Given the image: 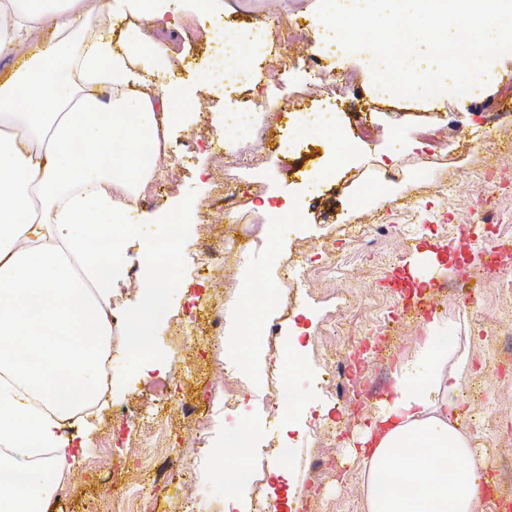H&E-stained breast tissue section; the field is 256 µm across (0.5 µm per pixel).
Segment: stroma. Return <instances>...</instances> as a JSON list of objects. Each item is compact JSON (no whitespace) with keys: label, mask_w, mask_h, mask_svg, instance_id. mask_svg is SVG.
I'll use <instances>...</instances> for the list:
<instances>
[{"label":"stroma","mask_w":512,"mask_h":512,"mask_svg":"<svg viewBox=\"0 0 512 512\" xmlns=\"http://www.w3.org/2000/svg\"><path fill=\"white\" fill-rule=\"evenodd\" d=\"M225 2L220 16L186 8L162 21L147 16L135 21L168 48L173 67L164 80L183 84L195 109L168 137L161 163L172 168L173 178L162 185L152 178L139 189L124 262L127 269L136 268L145 246L167 236L177 237L185 259L166 286L168 314L152 328L147 358L131 364L116 355L110 372L122 376V386L107 392L71 428L86 445L101 449L103 463L92 466L78 456L72 468L78 482H60L47 512H116L135 484L144 487L135 512H180L190 495L201 512H249L251 499L261 494L274 500L279 512H364L361 467L344 462L343 448L370 408L343 400L331 372L370 338L376 342L370 373L378 392L390 391L397 356L424 330L423 320L405 315L387 285L394 275H408L410 243L422 251L441 243L450 248L433 292L435 314L456 322L455 333L472 356L462 377L470 386L461 397L462 416L477 420L479 442L490 454L491 482L512 489V295L495 286L496 280H512V254L501 257L495 279L475 274L484 247L500 232H512V191H498L484 178L491 160L498 175L512 183V113L495 111L499 100H512V53L495 60L491 77L471 98L385 94L374 81L369 52L337 57L316 31L318 0H281L282 13L305 28L326 72L351 71L356 89L328 85L309 93L310 74L297 66L281 75L276 104L246 118L242 109L267 96L265 56L252 64L253 89L241 83L228 87L218 72L207 82L199 75L212 71L223 27L256 25L266 0ZM334 104L350 114L348 131L367 140L360 143L351 172L328 175L332 142L301 133L299 116ZM492 122L498 136L490 140L485 132ZM387 170L395 172V181L384 182ZM215 183L236 191L245 215L230 235L198 221L185 227L153 223L165 208L216 199ZM265 199L287 205L295 216L294 223L279 226L274 250L268 247L269 216L260 207ZM487 211L493 215L489 224L481 219ZM208 247L223 252L224 266L202 280L187 257ZM330 262L338 264L340 277L297 282L281 275L289 263L316 269ZM254 274L272 293L258 308L262 323L280 329V341L272 346L244 322ZM215 307L224 311L227 336L240 340L235 350L217 354L209 345L208 315ZM237 365L244 369L239 413L211 420L212 410L224 402V371ZM269 376L297 393L292 419L263 411V382ZM171 377L184 380L181 393L195 406V419L210 421L205 444L196 443L194 430L156 388V381ZM127 409L136 412L129 424L120 419ZM243 421L251 438L262 439L267 448L253 461L258 480L249 484L229 482L238 460L218 456L229 432ZM163 427L179 456L201 460V484L168 481L157 462L139 456L142 435ZM125 434L129 445L116 447V438ZM320 455L335 459V475L310 469L309 459Z\"/></svg>","instance_id":"obj_1"}]
</instances>
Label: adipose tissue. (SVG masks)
<instances>
[{"mask_svg":"<svg viewBox=\"0 0 512 512\" xmlns=\"http://www.w3.org/2000/svg\"><path fill=\"white\" fill-rule=\"evenodd\" d=\"M177 0H106L118 37L89 28L88 0H0V59L46 37L0 79V512H46L72 467L64 416L93 401L107 314L136 187L160 142L189 110L185 87L160 83L166 46L131 27ZM105 250L90 249L91 241ZM141 304L127 315L124 354L149 351L173 267L149 246ZM470 354L432 320L398 357L392 390L348 443L362 465L365 512H479L483 461L458 423ZM50 456L31 464L35 450Z\"/></svg>","mask_w":512,"mask_h":512,"instance_id":"adipose-tissue-1","label":"adipose tissue"}]
</instances>
